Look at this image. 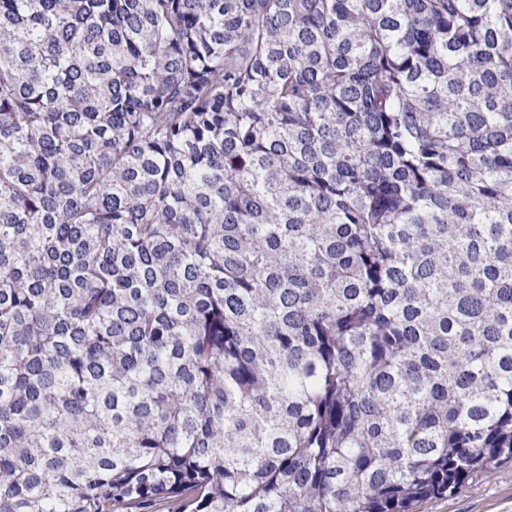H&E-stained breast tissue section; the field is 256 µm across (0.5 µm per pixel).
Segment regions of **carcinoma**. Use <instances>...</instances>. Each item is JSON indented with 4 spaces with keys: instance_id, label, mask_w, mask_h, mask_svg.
Returning <instances> with one entry per match:
<instances>
[{
    "instance_id": "1",
    "label": "carcinoma",
    "mask_w": 512,
    "mask_h": 512,
    "mask_svg": "<svg viewBox=\"0 0 512 512\" xmlns=\"http://www.w3.org/2000/svg\"><path fill=\"white\" fill-rule=\"evenodd\" d=\"M509 461L512 0H0V512Z\"/></svg>"
}]
</instances>
